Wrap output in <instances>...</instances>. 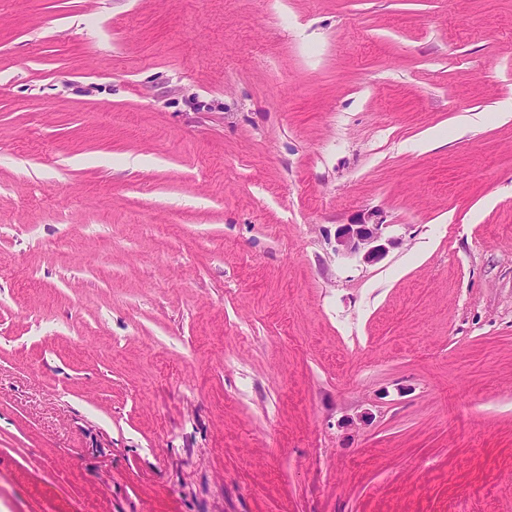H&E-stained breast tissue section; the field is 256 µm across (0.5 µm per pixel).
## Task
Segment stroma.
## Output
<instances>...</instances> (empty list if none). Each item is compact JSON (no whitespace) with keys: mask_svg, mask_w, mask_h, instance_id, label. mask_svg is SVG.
Segmentation results:
<instances>
[{"mask_svg":"<svg viewBox=\"0 0 512 512\" xmlns=\"http://www.w3.org/2000/svg\"><path fill=\"white\" fill-rule=\"evenodd\" d=\"M0 512H512V0H0ZM373 214L336 228L335 251L373 263L383 258L396 240L386 235L387 224L372 219Z\"/></svg>","mask_w":512,"mask_h":512,"instance_id":"obj_1","label":"stroma"}]
</instances>
